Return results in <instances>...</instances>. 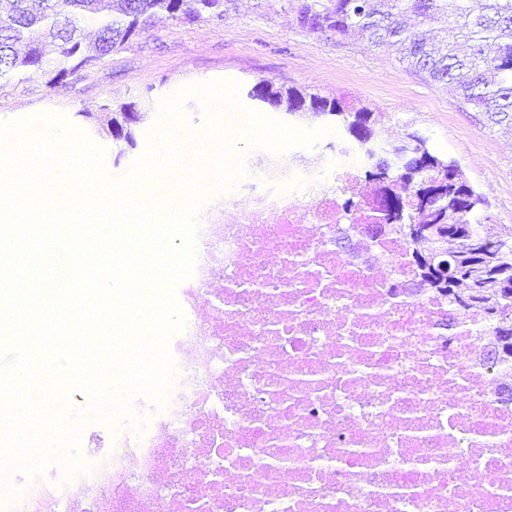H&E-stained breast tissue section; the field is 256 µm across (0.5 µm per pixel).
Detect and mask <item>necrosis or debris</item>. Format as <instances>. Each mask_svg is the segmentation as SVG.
Here are the masks:
<instances>
[{"label": "necrosis or debris", "instance_id": "1", "mask_svg": "<svg viewBox=\"0 0 512 512\" xmlns=\"http://www.w3.org/2000/svg\"><path fill=\"white\" fill-rule=\"evenodd\" d=\"M327 138L206 197L163 403L80 432V469L8 471L0 512H512L489 321L370 236L363 155Z\"/></svg>", "mask_w": 512, "mask_h": 512}]
</instances>
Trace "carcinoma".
I'll use <instances>...</instances> for the list:
<instances>
[{
    "instance_id": "1",
    "label": "carcinoma",
    "mask_w": 512,
    "mask_h": 512,
    "mask_svg": "<svg viewBox=\"0 0 512 512\" xmlns=\"http://www.w3.org/2000/svg\"><path fill=\"white\" fill-rule=\"evenodd\" d=\"M0 0V88L13 81L46 79L49 87L108 61L147 34L165 12L180 24L224 20V0ZM296 23L308 34L358 37L397 48L400 61L433 84L455 86L462 104L491 125L512 126V0H295ZM270 80L250 97L270 101L293 117H325L364 153L374 186V216L411 246L418 277L457 306L480 308L490 334L512 324V236L482 231L486 199L454 160L435 155L428 139L407 134L389 149L376 144L383 114L347 100L297 88L277 93ZM148 113L136 102L86 114L93 129L112 138L118 153L137 144ZM413 224H443L448 234V275L424 260Z\"/></svg>"
}]
</instances>
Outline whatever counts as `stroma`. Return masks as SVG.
Wrapping results in <instances>:
<instances>
[{"label": "stroma", "mask_w": 512, "mask_h": 512, "mask_svg": "<svg viewBox=\"0 0 512 512\" xmlns=\"http://www.w3.org/2000/svg\"><path fill=\"white\" fill-rule=\"evenodd\" d=\"M291 9H269L266 0H228L220 24L182 25L159 16L152 31L132 41L104 65L82 71L69 88L43 81L20 83L0 93V123L57 114L89 131L86 114L103 104L146 102L151 112L137 133V146L116 155L109 137L93 135L103 150L102 168L114 180L160 144V106L176 101L192 130L209 125L198 97H180L190 85L234 81L238 100L250 110L251 88L262 80L306 89L328 98L344 95L381 112L386 143L404 134L426 137L433 152L456 159L468 181L488 201L493 223L512 228V128H488L480 113L461 107L452 88L434 85L399 63L389 47L356 38L309 35Z\"/></svg>", "instance_id": "stroma-1"}]
</instances>
